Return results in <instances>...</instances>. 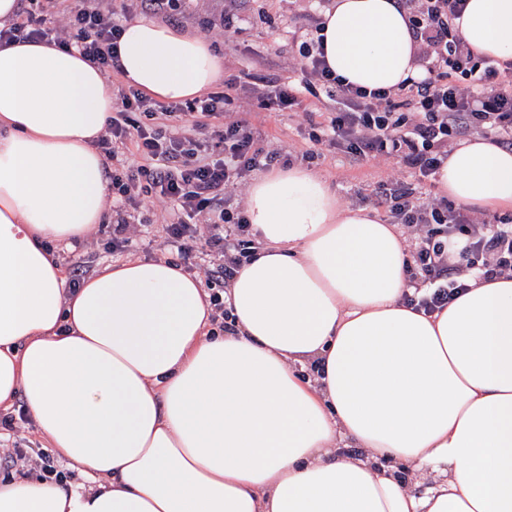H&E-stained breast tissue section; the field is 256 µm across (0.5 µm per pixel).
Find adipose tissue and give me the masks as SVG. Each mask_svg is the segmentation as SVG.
Wrapping results in <instances>:
<instances>
[{"instance_id":"ef3b65f1","label":"adipose tissue","mask_w":512,"mask_h":512,"mask_svg":"<svg viewBox=\"0 0 512 512\" xmlns=\"http://www.w3.org/2000/svg\"><path fill=\"white\" fill-rule=\"evenodd\" d=\"M322 18L353 85L421 76L396 0H333ZM459 34L512 59V0H467ZM119 55L123 82L161 101L224 77L208 41L146 16ZM111 114L76 49L0 45V411L22 402L80 475H0V512H512L511 277L475 273L441 311L413 309L397 226L295 164L247 190L260 247L227 292L232 330L210 334L200 280L166 258L68 289L54 249L104 221ZM437 185L512 209V150L464 141Z\"/></svg>"}]
</instances>
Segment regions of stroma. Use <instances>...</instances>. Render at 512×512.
I'll return each instance as SVG.
<instances>
[{"instance_id":"35a3bbf8","label":"stroma","mask_w":512,"mask_h":512,"mask_svg":"<svg viewBox=\"0 0 512 512\" xmlns=\"http://www.w3.org/2000/svg\"><path fill=\"white\" fill-rule=\"evenodd\" d=\"M236 30L224 35L220 30H205L202 16L223 10L222 0H196L193 12L183 24L207 40L224 59V74H244L234 93L233 110L248 109L263 136L278 148L282 157L297 164L305 142L300 135L303 115L294 112H265L249 106L250 89L260 78L287 80L295 72L297 48L288 34L289 13L286 0L271 7L268 0H234ZM311 170L320 174L334 191L340 207L363 206L365 196L391 174L393 164L384 157L369 158L363 165H351L343 152H329L314 161Z\"/></svg>"}]
</instances>
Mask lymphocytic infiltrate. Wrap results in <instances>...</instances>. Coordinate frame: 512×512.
I'll return each mask as SVG.
<instances>
[{
    "label": "lymphocytic infiltrate",
    "mask_w": 512,
    "mask_h": 512,
    "mask_svg": "<svg viewBox=\"0 0 512 512\" xmlns=\"http://www.w3.org/2000/svg\"><path fill=\"white\" fill-rule=\"evenodd\" d=\"M418 46L422 77L405 79L397 91L368 90L346 83L327 65L322 18L309 17L301 35L298 83L255 88L262 109L306 111L315 131L305 139L303 158L323 155V146L343 151L360 165L380 155L435 178L457 141L480 136L512 148V59L479 57L458 33L466 0H400ZM123 27L99 0H27L11 23L0 26V44L17 40L52 42L79 50L101 73L118 71ZM236 79L223 90L184 102L158 103L135 88L113 95L112 116L98 146L110 165L116 220L111 253L130 251L137 227L129 218L146 196L167 202L161 232L177 248L186 272L206 287H229L237 268L258 242L240 207L232 203L251 171L277 163L279 152L264 143L247 113L230 111ZM145 114L150 124L137 121ZM373 207L408 234V305L432 314L467 286L470 273L512 276V217L498 222L470 215L447 197L421 195L391 178L370 195ZM233 232H226V225Z\"/></svg>",
    "instance_id": "f902f5d3"
}]
</instances>
